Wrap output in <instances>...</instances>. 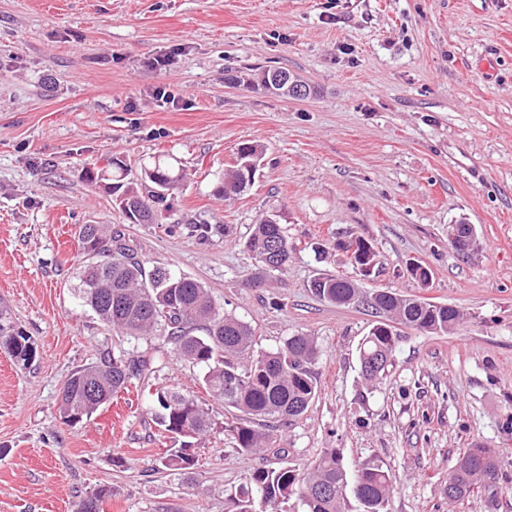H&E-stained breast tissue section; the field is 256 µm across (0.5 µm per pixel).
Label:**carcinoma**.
<instances>
[{"mask_svg": "<svg viewBox=\"0 0 512 512\" xmlns=\"http://www.w3.org/2000/svg\"><path fill=\"white\" fill-rule=\"evenodd\" d=\"M111 170L88 171L91 184L111 182V194H121L141 209L138 222L153 224L169 209L168 197L183 180V174L157 159L144 170L142 180L151 190L142 192L124 182L126 169L118 161L109 163ZM254 185L248 170L236 163L224 174L220 194L239 195ZM89 230V238L105 245L89 256L80 267L78 294L105 326L127 336L146 337L157 333L174 343L176 354L198 367L206 390L224 408L239 417L234 427L238 448L259 455L265 451L268 434L256 426L258 421L277 419L284 423L301 416L317 393L311 369L318 350L310 336L289 337L277 351L250 354L254 331L247 323L226 315L216 305L209 291L197 280L177 276L162 267L147 270L138 256L122 243L123 234L103 224L82 225L79 235ZM277 239L281 250L276 264L263 259L267 241ZM245 247L264 269H287L292 251L282 225L274 215L254 225ZM337 247L350 253L361 268L377 265V253L366 240L357 238L339 242ZM100 260H94V257ZM311 288L320 299L337 305L355 300L359 288L342 276L321 277ZM369 307L380 321L376 322L359 348V361H391L400 339L392 324L424 333H445L461 319L460 311L450 305L430 303L419 297L391 290L372 294ZM15 336L16 353L12 358L22 364L36 357L34 341L21 328L11 326L7 310H0V337ZM144 359L109 356L96 365L76 370L66 380L61 393L60 414L64 421L74 416L88 420L116 393L127 388L131 380L148 369ZM154 414L166 432L185 438H201L210 431L209 412L190 395L176 389L160 387L153 393ZM162 465L183 475L192 473L196 457L187 443L170 449ZM499 457L493 448L472 445L457 459V467L448 475L453 489L448 500L457 501L474 492L498 470ZM393 491L388 470L377 462L358 466L349 478L340 453L334 448L322 451L315 464L302 473L288 467L260 468L254 473L253 485L242 487L232 497L236 512H253L255 500L267 506L297 494L305 512H344L347 493L351 492L361 512H387Z\"/></svg>", "mask_w": 512, "mask_h": 512, "instance_id": "cac0c4a2", "label": "carcinoma"}]
</instances>
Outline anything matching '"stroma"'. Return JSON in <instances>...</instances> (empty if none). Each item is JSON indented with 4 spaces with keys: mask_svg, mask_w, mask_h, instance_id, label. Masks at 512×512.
Returning a JSON list of instances; mask_svg holds the SVG:
<instances>
[{
    "mask_svg": "<svg viewBox=\"0 0 512 512\" xmlns=\"http://www.w3.org/2000/svg\"><path fill=\"white\" fill-rule=\"evenodd\" d=\"M269 68L311 94L248 87ZM159 85L179 104L157 101ZM245 141L262 151L255 183L219 196ZM115 157L135 183L157 157L181 168L161 221L130 223L87 182ZM269 214L293 247L284 272L245 247ZM462 221L479 239L464 256L448 239ZM84 224L121 229L146 268L201 282L253 328V353L314 338L317 395L269 427L268 451L238 450L234 416L171 341L116 334L82 303ZM358 237L378 254L368 278L338 247ZM323 274L355 280L359 297L321 301L309 284ZM379 290L463 318L445 333L403 329L369 381L358 348ZM1 308L37 357L25 367L0 350V512H75L102 487L100 512H230L257 469L303 472L327 448L350 472L385 464L389 512H512V0H0ZM106 354L151 369L64 423V383ZM160 386L213 420L192 476L161 464L182 439L154 421ZM477 442L500 454L497 490L449 503L448 475Z\"/></svg>",
    "mask_w": 512,
    "mask_h": 512,
    "instance_id": "stroma-1",
    "label": "stroma"
}]
</instances>
